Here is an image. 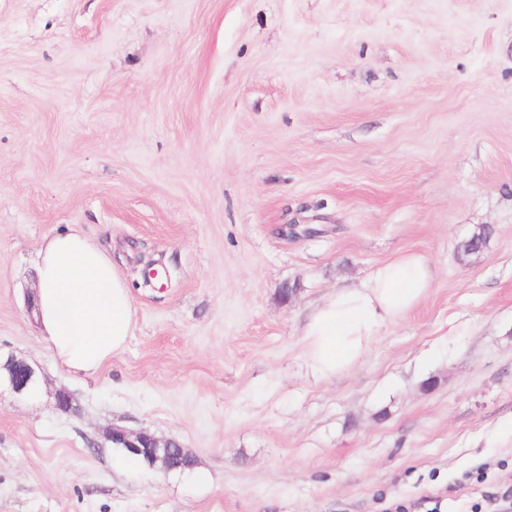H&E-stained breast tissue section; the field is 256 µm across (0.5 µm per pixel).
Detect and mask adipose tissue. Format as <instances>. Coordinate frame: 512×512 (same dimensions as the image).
I'll return each mask as SVG.
<instances>
[{
	"label": "adipose tissue",
	"instance_id": "obj_1",
	"mask_svg": "<svg viewBox=\"0 0 512 512\" xmlns=\"http://www.w3.org/2000/svg\"><path fill=\"white\" fill-rule=\"evenodd\" d=\"M36 266L44 341L67 371L94 375L131 333L134 308L124 278L110 255L75 228L46 238ZM431 280L422 256L404 254L377 266L359 285L327 295L304 329L314 372L333 378L357 364L381 328L411 310Z\"/></svg>",
	"mask_w": 512,
	"mask_h": 512
}]
</instances>
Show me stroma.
Returning <instances> with one entry per match:
<instances>
[{
	"instance_id": "stroma-1",
	"label": "stroma",
	"mask_w": 512,
	"mask_h": 512,
	"mask_svg": "<svg viewBox=\"0 0 512 512\" xmlns=\"http://www.w3.org/2000/svg\"><path fill=\"white\" fill-rule=\"evenodd\" d=\"M71 226L135 310L91 377L28 308ZM406 253L428 294L316 375L313 309ZM11 356L42 379L0 390V512H512V0H0ZM114 427L196 464L141 466ZM107 440L113 447L121 448L129 455L143 458L148 467L168 473L176 469L178 460L195 461L176 438H159L145 431L130 432L123 428H112L107 433Z\"/></svg>"
}]
</instances>
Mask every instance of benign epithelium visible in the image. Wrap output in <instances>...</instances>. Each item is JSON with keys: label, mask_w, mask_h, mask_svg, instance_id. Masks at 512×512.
<instances>
[{"label": "benign epithelium", "mask_w": 512, "mask_h": 512, "mask_svg": "<svg viewBox=\"0 0 512 512\" xmlns=\"http://www.w3.org/2000/svg\"><path fill=\"white\" fill-rule=\"evenodd\" d=\"M39 383L35 368L22 360L10 357L0 364V387L7 385L17 393H26L35 391ZM107 440L113 447L146 460L148 467L164 473L176 469L174 462L178 460H194L177 439H163L145 431L130 432L116 427L109 430Z\"/></svg>", "instance_id": "1"}]
</instances>
